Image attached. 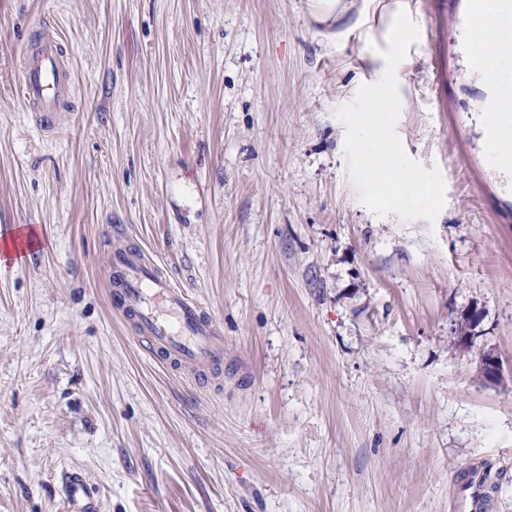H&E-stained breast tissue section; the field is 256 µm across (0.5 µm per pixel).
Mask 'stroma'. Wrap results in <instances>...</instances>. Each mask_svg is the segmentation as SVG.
Returning a JSON list of instances; mask_svg holds the SVG:
<instances>
[{"label":"stroma","instance_id":"1","mask_svg":"<svg viewBox=\"0 0 512 512\" xmlns=\"http://www.w3.org/2000/svg\"><path fill=\"white\" fill-rule=\"evenodd\" d=\"M402 9L432 222L360 203L337 116ZM44 22L75 77L50 136L18 96ZM454 35L433 0H0V228L44 239L0 269V512H73L70 473L97 512H454L466 468L512 512V170ZM131 248L222 328L220 380L114 311Z\"/></svg>","mask_w":512,"mask_h":512}]
</instances>
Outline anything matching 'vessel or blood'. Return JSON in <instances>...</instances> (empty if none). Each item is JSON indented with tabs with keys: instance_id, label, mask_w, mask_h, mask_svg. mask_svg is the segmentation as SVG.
<instances>
[{
	"instance_id": "b4317fda",
	"label": "vessel or blood",
	"mask_w": 512,
	"mask_h": 512,
	"mask_svg": "<svg viewBox=\"0 0 512 512\" xmlns=\"http://www.w3.org/2000/svg\"><path fill=\"white\" fill-rule=\"evenodd\" d=\"M498 9L499 0H460L452 16L459 37L450 48L451 54L472 56L482 26ZM476 69L481 86L475 109L486 119L484 131L489 143L500 149L497 86L484 63H477ZM73 86L67 48L52 28H39L22 56L19 91L25 107L35 113L44 132L54 133L63 107L73 94ZM114 267L115 306L158 358L176 367L222 371L224 339L197 302L175 288L139 252L116 253ZM485 485V479L476 471L462 470L453 485L457 512H488L490 502Z\"/></svg>"
}]
</instances>
